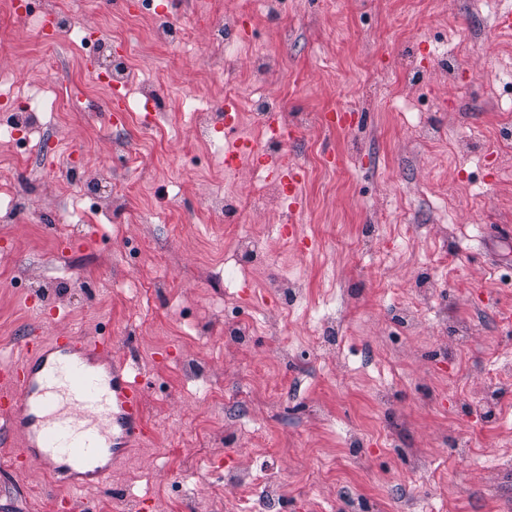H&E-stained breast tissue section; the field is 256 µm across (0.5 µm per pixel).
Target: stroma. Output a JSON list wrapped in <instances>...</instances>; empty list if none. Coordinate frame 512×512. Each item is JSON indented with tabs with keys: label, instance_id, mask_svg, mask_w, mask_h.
Returning <instances> with one entry per match:
<instances>
[{
	"label": "stroma",
	"instance_id": "obj_1",
	"mask_svg": "<svg viewBox=\"0 0 512 512\" xmlns=\"http://www.w3.org/2000/svg\"><path fill=\"white\" fill-rule=\"evenodd\" d=\"M222 2L225 14L248 19L257 45L213 77L203 69L208 23H195V49L171 48L149 41L152 21L134 10L73 0L77 22L131 59L135 75L157 77L167 110L153 141L138 120L110 122V92L71 43L45 69L25 22L0 16V38L19 39L22 81L73 86L91 105L45 127L50 145L81 146L88 172L111 167L113 186L130 189L128 212L144 217L81 224L59 240L48 216L61 174L44 170V219L0 223V362L29 334L96 332L111 337L113 361L138 369L150 437L113 461L111 494L81 491L93 512H137L143 498L149 512H249V493L221 494L228 463L277 469L285 512H346L351 498L366 512H512V399L489 416L471 407L490 376L512 377V326L500 321L512 311V142L498 139L512 112L484 93L512 68V33L475 0H287L276 22L257 0ZM444 38L464 47L451 73L429 53ZM261 50L278 55L266 88L287 112L364 116L350 128L297 131L282 151L302 168L301 209L242 218L264 231L278 271L305 281L284 338L267 329L282 312L274 304L247 310L246 336L215 321L228 294L206 273L223 268L231 239L202 202L224 171L206 152H188L192 128L180 110L189 89L239 92ZM423 124L438 142L418 138ZM128 151L150 191L131 190ZM290 221L308 250L284 251L267 230ZM431 277L437 294L418 327L400 333L397 306ZM318 309L341 320L322 358L310 343ZM285 341L296 349L286 363ZM460 440L472 444L463 457ZM20 442L0 421V512H60L38 465L20 475L8 467ZM185 473L195 497L184 494Z\"/></svg>",
	"mask_w": 512,
	"mask_h": 512
}]
</instances>
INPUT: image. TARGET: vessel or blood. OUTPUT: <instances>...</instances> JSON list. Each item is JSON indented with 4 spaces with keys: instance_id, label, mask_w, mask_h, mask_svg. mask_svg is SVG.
<instances>
[{
    "instance_id": "1",
    "label": "vessel or blood",
    "mask_w": 512,
    "mask_h": 512,
    "mask_svg": "<svg viewBox=\"0 0 512 512\" xmlns=\"http://www.w3.org/2000/svg\"><path fill=\"white\" fill-rule=\"evenodd\" d=\"M264 165L289 182L290 206L300 208L297 166L271 154ZM111 344L97 334L22 339L17 360L0 368V420L22 435L11 453L16 468L34 462L55 486L102 487L115 438L129 447L146 438L143 389L124 365L113 364Z\"/></svg>"
}]
</instances>
